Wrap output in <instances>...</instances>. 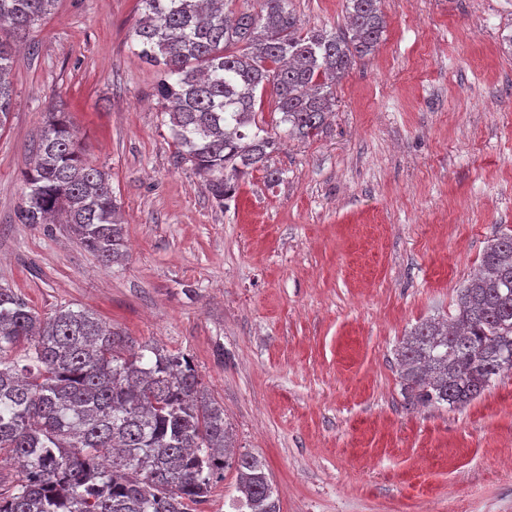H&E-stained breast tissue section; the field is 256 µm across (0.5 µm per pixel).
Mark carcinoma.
<instances>
[{
  "label": "carcinoma",
  "mask_w": 512,
  "mask_h": 512,
  "mask_svg": "<svg viewBox=\"0 0 512 512\" xmlns=\"http://www.w3.org/2000/svg\"><path fill=\"white\" fill-rule=\"evenodd\" d=\"M56 0H0V129L9 120L13 45ZM131 38L156 68L154 97L177 162L220 206L237 180L263 171L278 138L313 139L334 106L332 83L372 54L385 28L382 0H345V29L305 30L289 0H139ZM271 89L280 118L255 119ZM20 224L67 226L108 267L124 230L110 175L82 155L68 121L51 112L40 130ZM448 323L428 321L397 349L401 389L414 407L458 408L512 368V235L488 245L481 269L457 289ZM16 348L25 364L1 358ZM224 407L194 366L129 336L93 312L62 307L47 318L0 286V463L24 470L0 491V512H189L224 470L236 471L234 512H279L264 463L232 451Z\"/></svg>",
  "instance_id": "cac0c4a2"
}]
</instances>
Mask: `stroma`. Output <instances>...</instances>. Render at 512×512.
I'll list each match as a JSON object with an SVG mask.
<instances>
[{"mask_svg": "<svg viewBox=\"0 0 512 512\" xmlns=\"http://www.w3.org/2000/svg\"><path fill=\"white\" fill-rule=\"evenodd\" d=\"M304 28L344 0H291ZM377 50L333 88L324 133L274 153L217 205L174 161L135 55L139 0H58L15 58L0 129V285L47 317L94 312L188 357L280 512H512V371L471 404L410 407L396 350L455 313L512 233V0H383ZM109 173L126 256L19 224L31 143L53 106Z\"/></svg>", "mask_w": 512, "mask_h": 512, "instance_id": "1", "label": "stroma"}]
</instances>
